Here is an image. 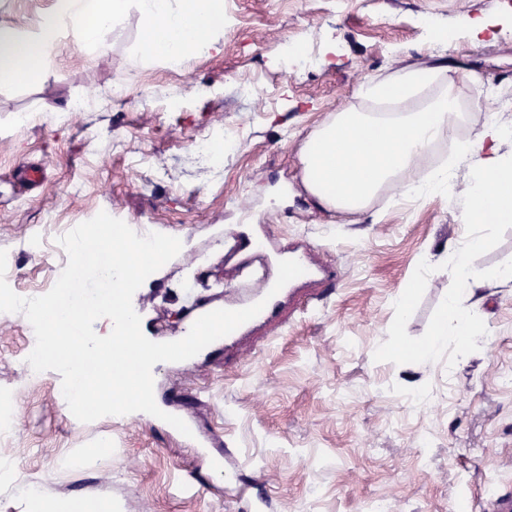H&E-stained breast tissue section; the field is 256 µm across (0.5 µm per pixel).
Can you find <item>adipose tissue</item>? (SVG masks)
Listing matches in <instances>:
<instances>
[{"mask_svg":"<svg viewBox=\"0 0 512 512\" xmlns=\"http://www.w3.org/2000/svg\"><path fill=\"white\" fill-rule=\"evenodd\" d=\"M143 18L141 57H189L197 45L216 48L214 31L223 22L221 0H137ZM126 0H57L31 32L0 26V81L22 82L42 74L50 65V48L63 27H70L82 45L101 46L102 26L89 23L92 12L113 21ZM389 76L371 80L357 90L361 106L340 112L304 144V182L309 193L343 222H352L387 186L401 194L453 191L476 224L512 223V126L493 119L473 139L456 138L467 108L459 95L462 81L479 82L476 72L461 73L442 62L430 66H401L391 59ZM455 142V162L467 163L469 176L452 184L444 168L428 169L421 160L441 138ZM469 250L451 252L449 259L461 288L450 297L427 346L404 348V355L429 358L449 337L462 344L480 335L478 317L462 308L461 299L478 298L490 278L468 259Z\"/></svg>","mask_w":512,"mask_h":512,"instance_id":"adipose-tissue-1","label":"adipose tissue"}]
</instances>
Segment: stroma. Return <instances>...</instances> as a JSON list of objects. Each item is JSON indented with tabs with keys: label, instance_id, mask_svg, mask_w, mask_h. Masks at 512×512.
Segmentation results:
<instances>
[{
	"label": "stroma",
	"instance_id": "stroma-1",
	"mask_svg": "<svg viewBox=\"0 0 512 512\" xmlns=\"http://www.w3.org/2000/svg\"><path fill=\"white\" fill-rule=\"evenodd\" d=\"M55 0H6L0 25L35 30ZM219 50L197 52L173 71L138 58L143 20L136 0L103 36L104 50L62 32L51 66L35 81L0 83V249L9 286L47 293L68 257L58 243L104 211L178 237L179 254L151 274L132 304L155 342L184 336L195 297L214 306L246 301L255 280L225 261L256 225H272L281 249L299 246L314 266L335 265L334 288L294 284L277 317L207 364L160 365L154 398L182 415L194 435L131 413L78 421L56 398L62 379L30 377L33 328L20 313L0 318V395L15 426L0 435V512H25L39 485L46 498L111 502L119 512H243L240 479L258 483L265 512H490V495L512 498V282L482 289L478 347L456 339L430 361L401 357L427 343L458 291L446 258L471 239V264L495 275L512 267V223L472 224L448 194L400 199L381 190L357 223H339L303 184L300 149L332 116L359 105V86L403 64L448 60L476 71L461 85L471 110L456 132L475 138L512 96V0H230ZM494 23V39L472 46L466 20ZM335 47L332 65L283 75L281 55L298 41ZM118 80L138 90L126 105L100 100L68 121L53 116L74 98ZM255 82L249 96L241 82ZM19 112L35 113L24 129ZM235 137L222 175L198 163L193 145ZM46 178L25 190L26 164ZM43 239L46 250L32 247ZM412 296L404 313L395 299Z\"/></svg>",
	"mask_w": 512,
	"mask_h": 512
}]
</instances>
